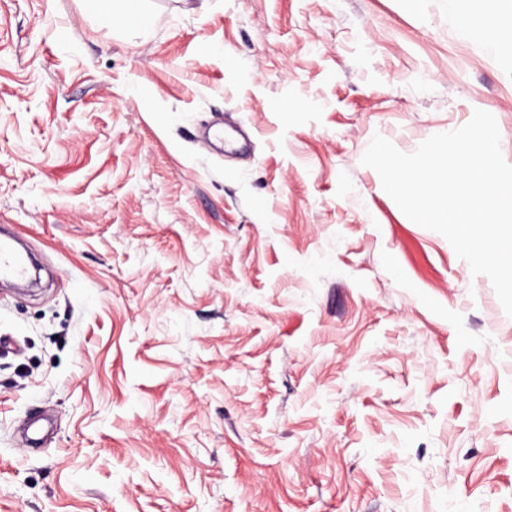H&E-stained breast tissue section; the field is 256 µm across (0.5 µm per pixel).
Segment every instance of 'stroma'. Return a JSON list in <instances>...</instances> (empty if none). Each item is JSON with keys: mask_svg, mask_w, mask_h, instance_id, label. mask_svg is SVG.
Returning a JSON list of instances; mask_svg holds the SVG:
<instances>
[{"mask_svg": "<svg viewBox=\"0 0 512 512\" xmlns=\"http://www.w3.org/2000/svg\"><path fill=\"white\" fill-rule=\"evenodd\" d=\"M143 6L0 0L40 265L0 282V512H512V317L360 163L481 109L512 164V42L451 0ZM91 12L112 14L113 19L126 27H141L146 23L143 11V0H85ZM120 2L119 9L114 7ZM456 12L461 28L468 34L479 36L491 46H497L499 39L511 37L512 24H504L492 17L477 14L472 7L473 0H457Z\"/></svg>", "mask_w": 512, "mask_h": 512, "instance_id": "1", "label": "stroma"}]
</instances>
